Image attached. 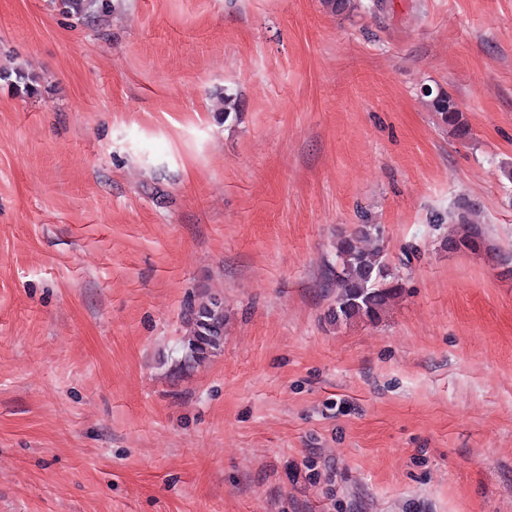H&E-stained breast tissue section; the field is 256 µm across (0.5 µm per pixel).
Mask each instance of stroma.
I'll return each instance as SVG.
<instances>
[{
  "label": "stroma",
  "instance_id": "1",
  "mask_svg": "<svg viewBox=\"0 0 512 512\" xmlns=\"http://www.w3.org/2000/svg\"><path fill=\"white\" fill-rule=\"evenodd\" d=\"M374 2L0 0V512H512V0ZM428 105L436 113L441 122L451 128L459 138H466L469 126L455 100L446 92H438L428 101ZM475 211L472 205L463 202L457 207V211L452 215L455 220L458 231L448 236L444 247L451 252L470 251L479 253L490 249V245L485 237L482 228L475 218ZM376 224H362L336 244V300L331 316L338 322L379 321L402 294L399 276H391L386 253L379 245ZM190 326L183 341L184 363L199 365L224 349V306L216 298L191 305L186 313Z\"/></svg>",
  "mask_w": 512,
  "mask_h": 512
}]
</instances>
